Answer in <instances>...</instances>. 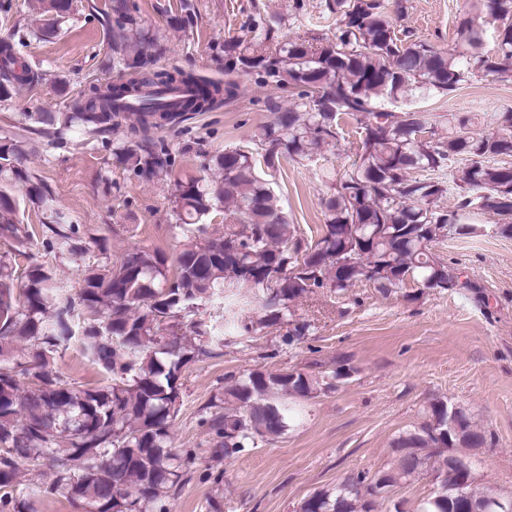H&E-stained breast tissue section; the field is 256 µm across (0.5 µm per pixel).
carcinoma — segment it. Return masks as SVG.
I'll return each instance as SVG.
<instances>
[{"mask_svg": "<svg viewBox=\"0 0 512 512\" xmlns=\"http://www.w3.org/2000/svg\"><path fill=\"white\" fill-rule=\"evenodd\" d=\"M45 17L40 35L54 36L73 0H36ZM330 37L282 40L258 20L246 39L224 41V70L288 89L295 101L271 107L272 120L248 146L206 159L205 175L175 182L173 218L187 243L173 265L159 252L135 247L119 261L88 268L70 293L51 269L32 261L33 233L20 218L27 202L47 215L43 243L62 257H77L106 239L86 238L80 225L54 204L42 180L24 163L31 138H0V512H34L13 496L21 468L50 461L49 493L80 500L95 512H167L165 498L179 489L195 449L171 448L181 374L190 363L222 355L229 339L196 318L200 306L224 300V331L249 333L291 314V305L328 288L343 294L365 279L390 294L420 288H461V273L435 252L450 235L471 236L473 215L502 220L512 236V121L479 134L472 118L448 114V134L414 107L386 110L422 92L450 96L472 78L512 82V0H473L456 26L459 49L445 52L397 28L389 0H325ZM499 23L493 47L484 40L486 16ZM111 62L123 80L95 85L67 112L28 114L25 131L62 144L71 133L101 135L134 118L130 136L112 143L116 162L148 182L171 179L176 156L146 135L187 112H206L237 96V85L208 82L181 70L152 69L158 41L140 29L129 0H108ZM15 28L0 38V103L42 74L21 62ZM354 124L355 159L341 177L324 173V224L310 239L296 235L263 170L301 164L337 146ZM453 206L444 207V198ZM224 213V231L202 220ZM29 259L22 272L16 257ZM187 324L189 336L164 340ZM31 342L17 355L15 344ZM108 375L103 387L69 382L50 365L73 343ZM332 384L300 370H253L224 386L201 419L212 435L211 453L232 458L258 441L285 433L289 400L311 399ZM488 443L471 416L442 400L424 409L422 423L393 442L390 464L374 473L351 471L331 490L303 500L299 512H377L388 500L378 477L396 490L430 473L438 490L421 512H481L489 488L468 487L448 454L468 456Z\"/></svg>", "mask_w": 512, "mask_h": 512, "instance_id": "1", "label": "carcinoma"}]
</instances>
